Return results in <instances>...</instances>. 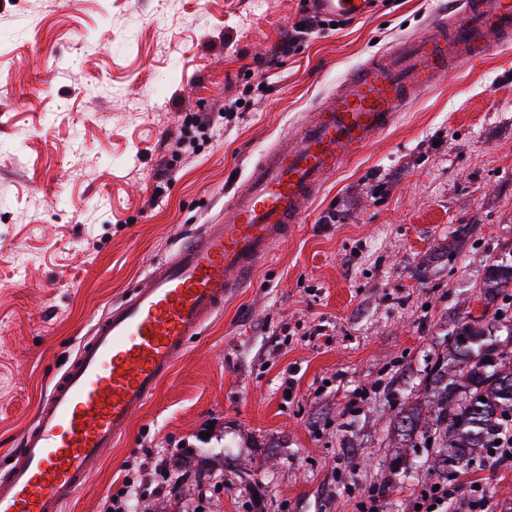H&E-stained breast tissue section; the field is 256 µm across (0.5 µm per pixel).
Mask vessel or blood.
Returning a JSON list of instances; mask_svg holds the SVG:
<instances>
[{
	"label": "vessel or blood",
	"mask_w": 512,
	"mask_h": 512,
	"mask_svg": "<svg viewBox=\"0 0 512 512\" xmlns=\"http://www.w3.org/2000/svg\"><path fill=\"white\" fill-rule=\"evenodd\" d=\"M331 19L367 16L373 0H312ZM351 71L233 190L217 223L202 224L153 263L110 307L24 431L0 471V512H63L125 437L190 341L245 284L344 162L360 156L448 71L478 66L512 44V0H459Z\"/></svg>",
	"instance_id": "obj_1"
}]
</instances>
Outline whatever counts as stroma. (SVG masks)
Segmentation results:
<instances>
[{
  "instance_id": "35a3bbf8",
  "label": "stroma",
  "mask_w": 512,
  "mask_h": 512,
  "mask_svg": "<svg viewBox=\"0 0 512 512\" xmlns=\"http://www.w3.org/2000/svg\"><path fill=\"white\" fill-rule=\"evenodd\" d=\"M453 5L378 0L285 50L308 0H0V465L62 360L216 219L247 164ZM502 257L512 45L442 78L328 179L65 512H102L130 483L126 512H353L352 481L408 512L436 472L394 418L459 323L512 329V285L482 289ZM149 455L167 465L146 479ZM474 480L489 512H512V470L479 454L458 476Z\"/></svg>"
}]
</instances>
